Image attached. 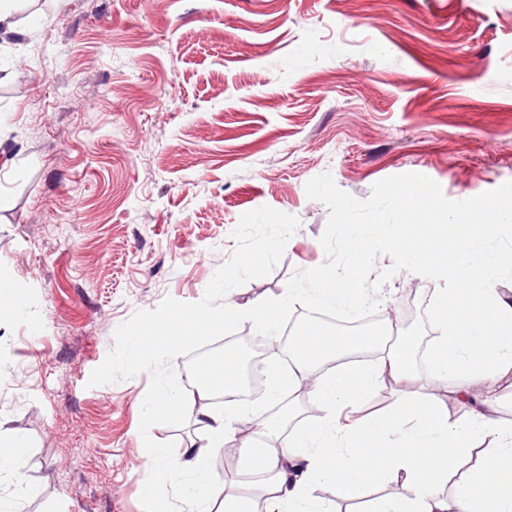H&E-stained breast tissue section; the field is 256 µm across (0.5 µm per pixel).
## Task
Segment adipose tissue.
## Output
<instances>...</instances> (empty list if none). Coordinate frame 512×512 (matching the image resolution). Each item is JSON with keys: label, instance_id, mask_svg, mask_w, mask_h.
I'll use <instances>...</instances> for the list:
<instances>
[{"label": "adipose tissue", "instance_id": "1", "mask_svg": "<svg viewBox=\"0 0 512 512\" xmlns=\"http://www.w3.org/2000/svg\"><path fill=\"white\" fill-rule=\"evenodd\" d=\"M486 216V211L473 210L467 231L448 251L429 225L417 226L407 237L387 230L371 237L357 225L345 231L350 256L384 249L394 254L399 269H439L462 288L456 313L436 325L429 374L413 369L414 337L391 346L385 332L377 331L353 341L355 347L379 351L376 364L347 362L333 375L315 378V358L335 352L341 341L324 330L296 334L291 367L268 370L269 401L276 404L292 396L302 380L311 378L324 415L313 428L289 431L275 448L265 442L278 431L272 418L261 419L254 433L242 436L238 429L249 423L248 409L217 414L208 404L186 403L169 386L157 385L149 399L151 410L166 414L190 409L207 437L202 448L175 454L155 449L151 463L163 478L151 482L150 496H161L165 485L190 477L183 495L194 512L199 495L212 487L209 449L236 439L243 449V468L261 477L266 512H328L312 494L314 483L331 484L338 498L353 499L382 479L403 483L409 493L401 499H375L367 512H512V476H504L502 468L504 461H512V425L500 421L494 403L472 394L479 384L512 378V301L493 286L499 263L476 258ZM389 381L400 387L404 401L387 415L360 416L364 404ZM469 464L479 483L465 473ZM452 475L459 482L451 500L440 488Z\"/></svg>", "mask_w": 512, "mask_h": 512}]
</instances>
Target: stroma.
Segmentation results:
<instances>
[{"mask_svg":"<svg viewBox=\"0 0 512 512\" xmlns=\"http://www.w3.org/2000/svg\"><path fill=\"white\" fill-rule=\"evenodd\" d=\"M0 39V473L17 512H181L139 433L150 377L89 376L134 312L200 301L242 214L300 226L243 306L322 264L330 173L364 200L408 171L461 201L512 181V0H17ZM415 287L412 308L402 295ZM458 286L396 273L379 310L427 373Z\"/></svg>","mask_w":512,"mask_h":512,"instance_id":"35a3bbf8","label":"stroma"}]
</instances>
